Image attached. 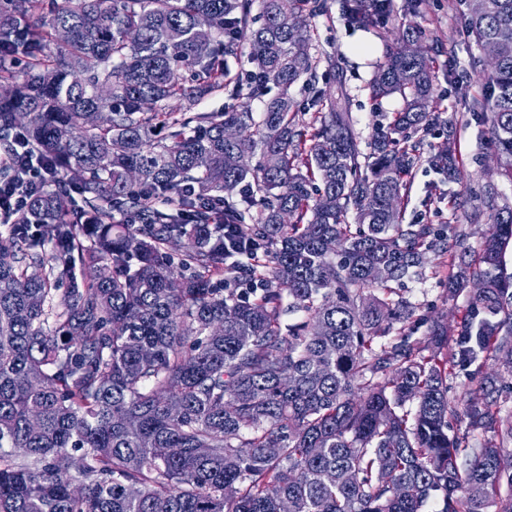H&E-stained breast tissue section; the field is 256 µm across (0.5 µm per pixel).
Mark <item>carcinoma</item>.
I'll list each match as a JSON object with an SVG mask.
<instances>
[{"instance_id": "obj_1", "label": "carcinoma", "mask_w": 512, "mask_h": 512, "mask_svg": "<svg viewBox=\"0 0 512 512\" xmlns=\"http://www.w3.org/2000/svg\"><path fill=\"white\" fill-rule=\"evenodd\" d=\"M306 2L260 0L255 28L253 0H0V54L14 57L0 61V143H31L81 198L71 209L32 190L0 233V512H512L500 386L480 384L461 407L448 398V369L480 353L512 371V207L481 198L491 224L476 269L465 236L403 223L413 135L442 122L428 60L410 53L419 32L379 65L372 94L403 106L373 152L341 88L299 121L289 91L317 78ZM385 8L345 0L344 15L366 31ZM465 25L497 46L482 120L512 162V0H484ZM246 44L248 94L279 89L262 112L167 110L225 88L224 60ZM89 111L108 122L85 127ZM228 127L249 134L229 142ZM240 153L257 165H232ZM428 163L459 176L451 148ZM115 207L129 223H112ZM30 219L47 238L26 233ZM226 229L259 287L213 280ZM431 252L458 258L449 289L482 284L478 322L449 354L436 323L429 355L389 336L409 319L392 284ZM459 414L487 438L449 435Z\"/></svg>"}]
</instances>
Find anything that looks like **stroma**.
I'll use <instances>...</instances> for the list:
<instances>
[{"mask_svg":"<svg viewBox=\"0 0 512 512\" xmlns=\"http://www.w3.org/2000/svg\"><path fill=\"white\" fill-rule=\"evenodd\" d=\"M344 0H310L306 14L311 54L317 65L318 80H302L290 90L298 115L312 121L315 101L324 94L343 88L350 100L353 128L362 152H370L377 133L386 128L401 108L399 96L373 97L371 85L386 52L399 45L405 31L417 27L424 31L422 46L431 60L434 98L442 112L444 124L435 126L423 141L424 156L413 171L404 212L406 221L424 220L447 234H465L471 247H478L491 222L489 216L473 219L478 194L493 188L499 203L512 205V177L506 172V160L495 150L487 125L482 120L489 96V68L474 40L467 37L463 0H423L412 8L408 0H389L388 8L370 31L348 27L343 10ZM335 59L336 70H329L328 59ZM224 68L229 80L224 90L208 95L196 103L183 99L170 101V110L221 112L225 108L247 104L252 112H261L265 99L258 96L245 101L236 94L238 82L246 81L252 69L248 51L226 58ZM454 147L460 179L448 182L443 174L426 162L428 155ZM474 191L468 206L453 207L448 199L458 193ZM454 258L446 253L429 256L419 275L406 280L397 298L411 312L403 326L413 339L429 346V326L440 321L449 339H456L470 309V293L448 291V275ZM495 379L508 395L498 418L501 425L512 424V372L503 369L493 358L478 355L463 369L448 376V396L460 399L487 379Z\"/></svg>","mask_w":512,"mask_h":512,"instance_id":"35a3bbf8","label":"stroma"}]
</instances>
